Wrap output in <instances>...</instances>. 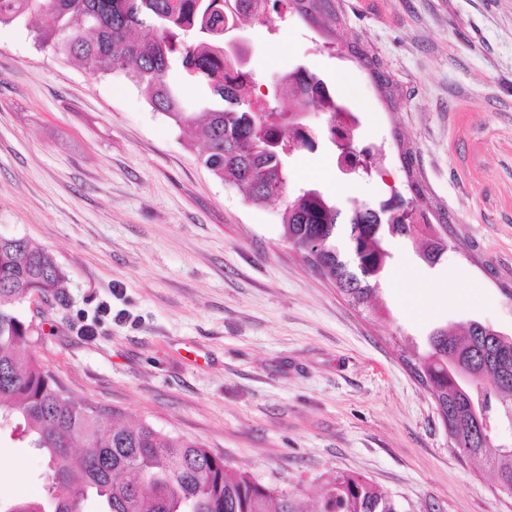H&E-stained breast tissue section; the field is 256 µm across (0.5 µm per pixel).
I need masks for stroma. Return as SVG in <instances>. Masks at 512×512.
Returning <instances> with one entry per match:
<instances>
[{"instance_id":"1","label":"stroma","mask_w":512,"mask_h":512,"mask_svg":"<svg viewBox=\"0 0 512 512\" xmlns=\"http://www.w3.org/2000/svg\"><path fill=\"white\" fill-rule=\"evenodd\" d=\"M338 2L346 24L330 48L289 12L246 28L254 95L305 67L359 117L355 146L378 156L352 177L334 149L293 154L288 188L346 209L416 175L424 207L448 215L438 264L421 260V242L392 239L384 313L354 307L284 241L280 208L251 205L204 167L202 142L124 72L40 47L24 18L0 26V237L49 249L68 275L65 304L24 305L41 326L32 352L72 398L302 491L305 512L339 471L411 512H512L493 471L451 448L401 353L439 326L512 336V0ZM353 42L390 73L393 102L346 56ZM12 428L0 423L5 504L46 484L42 456Z\"/></svg>"}]
</instances>
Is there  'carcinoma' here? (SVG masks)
Listing matches in <instances>:
<instances>
[{"label": "carcinoma", "instance_id": "carcinoma-1", "mask_svg": "<svg viewBox=\"0 0 512 512\" xmlns=\"http://www.w3.org/2000/svg\"><path fill=\"white\" fill-rule=\"evenodd\" d=\"M303 21L333 33L344 17L336 0H275ZM267 0H0V25L35 19V40L59 49L94 74L119 69L149 105L178 127H193L205 144L203 165L243 190L256 206L282 208L283 237L292 247H320V275L356 306H374L387 266L389 227L365 224L322 195L288 194L286 157L270 143L295 142L288 113L257 104L251 80L224 59V28L262 22ZM360 60L376 74L379 89L396 91L391 76L361 46ZM300 111L336 113V93L315 105L297 97L302 75L280 78ZM200 84L210 95L187 110L181 87ZM408 176L415 193L423 186ZM68 276L54 255L23 238L0 239V417L19 421L16 438L41 451L47 499L20 501L3 512H302L295 492L231 473L224 459L201 443L163 433L149 424L125 426L113 412L66 394L56 377L30 351L40 325L22 306L33 294L63 300ZM428 378L436 408L448 421V438L468 458L493 469L497 482L512 488V447L494 452L492 434H478L473 407L512 413V339L491 328L468 326L457 336L437 328L424 353L412 349ZM477 373L473 386L455 377L453 363ZM318 512H407L392 495L362 477L338 473L319 490Z\"/></svg>", "mask_w": 512, "mask_h": 512}]
</instances>
